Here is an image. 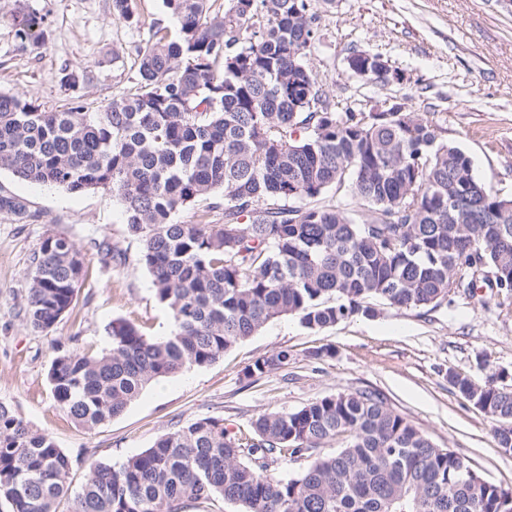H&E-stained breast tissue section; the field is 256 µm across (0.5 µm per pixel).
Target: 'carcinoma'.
I'll list each match as a JSON object with an SVG mask.
<instances>
[{"mask_svg":"<svg viewBox=\"0 0 512 512\" xmlns=\"http://www.w3.org/2000/svg\"><path fill=\"white\" fill-rule=\"evenodd\" d=\"M178 19L140 52L138 90L62 110L0 93V170L73 193L109 190L136 261L172 330L112 322L111 347H59L47 377L55 402L92 430L148 384L204 367L273 319L310 329L394 308L438 307L486 288L512 299V197L484 186L461 147L414 112L338 110L307 63L318 16L309 0H164ZM44 19L17 20L22 41ZM343 199L321 205L329 190ZM204 202L222 224H184ZM26 322L46 331L73 310L83 259L63 236L34 255ZM288 362L255 360L259 376ZM448 372L461 396L500 423L512 448V388ZM346 445L330 453L326 443ZM307 461L283 479L278 461ZM72 458L0 403V499L10 512H57ZM223 499L242 512H512V493L438 448L377 391L270 412L237 436L201 418L121 463H93L74 512H181Z\"/></svg>","mask_w":512,"mask_h":512,"instance_id":"obj_1","label":"carcinoma"}]
</instances>
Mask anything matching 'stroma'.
I'll list each match as a JSON object with an SVG mask.
<instances>
[{"mask_svg": "<svg viewBox=\"0 0 512 512\" xmlns=\"http://www.w3.org/2000/svg\"><path fill=\"white\" fill-rule=\"evenodd\" d=\"M131 6L133 19L124 22L113 17V0H0V92L48 109L69 107L77 95L101 105L136 92L140 48L156 28L172 30L177 21L163 0ZM311 9L318 23L308 64L332 106L363 98L433 119L470 156L481 183L512 194V0H311ZM23 13L44 18V43L16 37L14 20ZM353 50L381 54L401 81L380 85L353 76L346 63ZM67 73L78 75L77 90L63 86ZM0 195L23 199L29 209L24 219L0 211V402L81 459L73 492L87 463L123 461L197 419L219 417L227 429L246 431L263 412H292L358 390L381 393L437 447L512 489V452L500 448L496 421L448 382L452 370L478 384L502 372L512 376V305L485 288L428 312L384 306L323 329L294 317L273 320L220 360L150 384L95 430L76 425L48 382L56 346L103 351L116 319L162 336L170 315L135 260L139 242L110 191L72 193L1 170ZM51 234L75 244L88 275L72 313L38 331L26 323L25 306L33 256ZM102 241L126 250L128 261L103 262ZM280 351L288 354L286 365L247 375L256 359Z\"/></svg>", "mask_w": 512, "mask_h": 512, "instance_id": "35a3bbf8", "label": "stroma"}]
</instances>
